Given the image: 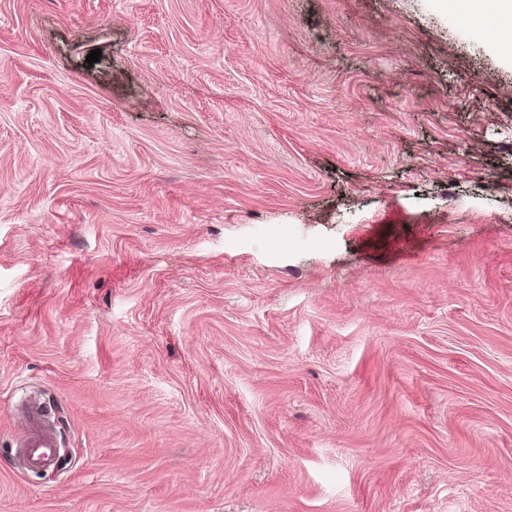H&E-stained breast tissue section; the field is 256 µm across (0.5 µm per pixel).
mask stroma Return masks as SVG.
I'll return each mask as SVG.
<instances>
[{"mask_svg":"<svg viewBox=\"0 0 512 512\" xmlns=\"http://www.w3.org/2000/svg\"><path fill=\"white\" fill-rule=\"evenodd\" d=\"M0 512H512V65L463 14L0 0ZM44 418V411L39 405L33 407L29 413L26 411L22 417L27 420L22 448L26 466L30 470L50 468L56 461L58 435L44 425Z\"/></svg>","mask_w":512,"mask_h":512,"instance_id":"1","label":"stroma"}]
</instances>
